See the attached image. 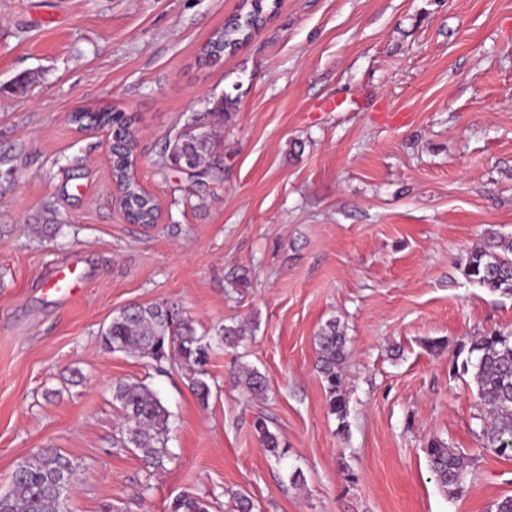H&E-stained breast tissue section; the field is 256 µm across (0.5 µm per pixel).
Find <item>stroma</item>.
Wrapping results in <instances>:
<instances>
[{
	"instance_id": "obj_1",
	"label": "stroma",
	"mask_w": 512,
	"mask_h": 512,
	"mask_svg": "<svg viewBox=\"0 0 512 512\" xmlns=\"http://www.w3.org/2000/svg\"><path fill=\"white\" fill-rule=\"evenodd\" d=\"M240 7L0 0V492L56 448L77 467L65 512H168L185 491L209 512L237 492L258 512H486L512 495V456L486 448L452 359L512 332V295L462 273L487 233L512 239V0H280L236 53L200 63ZM102 107L132 120L156 224L126 223L105 136L70 122ZM191 121L214 142L202 172L160 166ZM65 265L72 294L44 277ZM152 303L201 335L252 323L210 351L208 403L180 365L103 348L113 316ZM333 318L351 350L344 436L315 370ZM240 361L266 376L264 398L235 385ZM120 380L171 413L162 471L113 445ZM434 437L471 462L458 495L428 469ZM254 330L247 323L224 326L216 332V343L236 347L253 335ZM253 427L258 434L262 447L276 460L280 461L284 457L285 451L284 449H280L281 442L279 436L269 430L263 419H256Z\"/></svg>"
}]
</instances>
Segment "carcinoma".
Here are the masks:
<instances>
[{
  "label": "carcinoma",
  "instance_id": "obj_1",
  "mask_svg": "<svg viewBox=\"0 0 512 512\" xmlns=\"http://www.w3.org/2000/svg\"><path fill=\"white\" fill-rule=\"evenodd\" d=\"M244 5L247 10L225 19L224 26L202 48L204 62L216 64L224 55L235 53L276 8V4L268 5L265 0H244ZM71 121L81 128L99 124L116 129L112 179L134 218L145 225L154 223L158 214L156 201L141 192L132 173L136 132L130 119L103 107L94 113L78 110ZM211 150L207 133L191 131L175 139L162 165L179 160L200 163ZM463 275L491 292L512 294V243L491 234L475 244L469 251ZM252 335V327L236 323L219 329L214 342L236 347ZM100 339L104 348L112 352L148 355L158 364L174 359L190 367L202 365L214 343L196 335L191 323L164 303L124 310L112 318ZM315 346L316 368L328 409L337 420V434L345 436L349 432L350 390L344 377L349 358L344 328L334 319L326 322L315 338ZM453 366L457 374L471 375L477 397L487 410L488 419L481 426L486 447L501 454L512 451V333L491 331L470 337L454 352ZM236 379L252 396L262 395L267 389L265 377L248 363L238 365ZM190 386L200 401L208 400L211 389L204 372L194 371ZM112 399L121 409L122 446L141 453L146 467L164 469L169 460L171 414L161 399L142 382L121 380L112 385ZM254 429L262 447L281 460L285 451L279 436L262 419L254 421ZM424 453L431 474L444 492L454 494L463 487L470 467L463 453L438 437L429 440ZM73 474L72 461L60 450L40 449L35 458L16 463L11 488L0 496V512H58L60 498ZM169 512H208V508L200 498L184 492L173 500Z\"/></svg>",
  "mask_w": 512,
  "mask_h": 512
}]
</instances>
